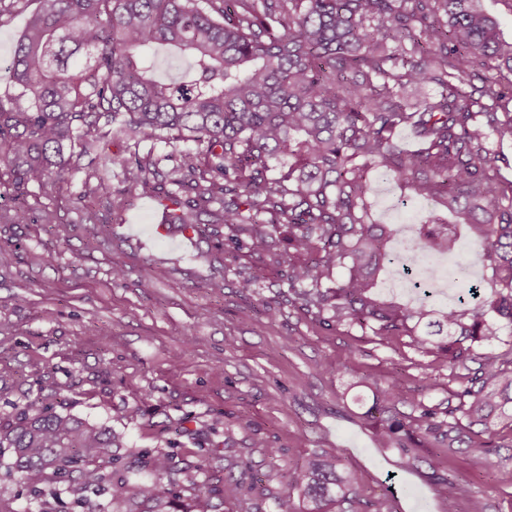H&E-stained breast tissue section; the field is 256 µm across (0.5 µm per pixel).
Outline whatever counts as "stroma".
Masks as SVG:
<instances>
[{
	"instance_id": "35a3bbf8",
	"label": "stroma",
	"mask_w": 512,
	"mask_h": 512,
	"mask_svg": "<svg viewBox=\"0 0 512 512\" xmlns=\"http://www.w3.org/2000/svg\"><path fill=\"white\" fill-rule=\"evenodd\" d=\"M37 0H16L0 15V96L17 38ZM186 145L114 141L134 158L154 153L169 171ZM84 170L44 192L0 194V419L40 404L111 427L125 442L122 465L139 469L146 454L175 447L178 466L197 467L196 485L212 491L213 512H276L289 494L288 472L315 453L341 454L351 471L358 512H442L439 480L471 483L459 512H512V486L499 456L484 448H442L418 470H397L393 449L378 447L360 418L365 404L344 397L355 377L404 387L400 411L458 406L464 371H449L434 351L406 338L381 341L359 327L325 328L288 301V247L269 253L224 245V227L189 235L161 221L154 196L111 178V194L82 195ZM376 220L403 228L425 216L412 199L388 208L394 183L375 182ZM29 206L26 223L3 218ZM106 231L92 237L87 213ZM124 276L113 280V267ZM258 281L243 291L240 280ZM232 457H225V449Z\"/></svg>"
}]
</instances>
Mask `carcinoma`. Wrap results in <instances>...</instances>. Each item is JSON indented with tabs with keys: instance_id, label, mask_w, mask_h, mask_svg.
Here are the masks:
<instances>
[{
	"instance_id": "1",
	"label": "carcinoma",
	"mask_w": 512,
	"mask_h": 512,
	"mask_svg": "<svg viewBox=\"0 0 512 512\" xmlns=\"http://www.w3.org/2000/svg\"><path fill=\"white\" fill-rule=\"evenodd\" d=\"M13 50L12 92L0 96V187L23 193L67 182L71 159H88L83 196L106 195L122 168L131 188L161 191L166 223L185 231L197 217L227 228L226 240L254 253L288 234V288L294 303L325 327L349 326L388 340L406 336L450 369L468 371L465 402L446 411L401 413L400 383L377 389L362 420L377 429L395 466H419L414 449L453 452L473 427L512 432V180L496 162L512 142V40L503 39L484 0H38ZM166 46L188 61V82L155 76ZM85 56L83 67L72 59ZM478 79L477 86L473 80ZM437 95L405 98L412 84ZM409 129L413 151L397 136ZM114 138L182 140L174 177L151 153L130 162ZM384 171L426 200L412 224L408 255L454 254L465 239L490 276L473 280L458 264L454 305L435 308L430 292L408 302L378 291L393 268L396 233L378 224L372 173ZM500 345L506 349L495 351ZM475 367H470V364ZM112 429L32 401L0 421L7 474L34 492L51 476L80 473L73 489L89 512H212L211 491L178 506L172 452L149 456L154 478L107 473L121 463ZM294 497L276 512H341L356 498L342 457L314 454L288 472ZM445 512L473 495L470 483L442 479ZM111 488L110 498L91 503Z\"/></svg>"
}]
</instances>
